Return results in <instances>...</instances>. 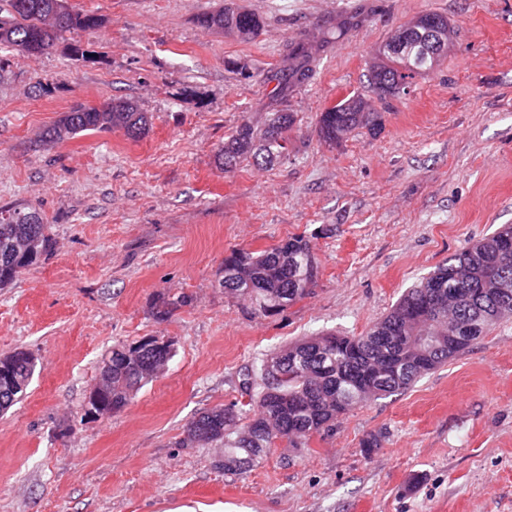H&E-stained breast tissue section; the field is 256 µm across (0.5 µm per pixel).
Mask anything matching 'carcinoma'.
I'll use <instances>...</instances> for the list:
<instances>
[{
    "label": "carcinoma",
    "mask_w": 512,
    "mask_h": 512,
    "mask_svg": "<svg viewBox=\"0 0 512 512\" xmlns=\"http://www.w3.org/2000/svg\"><path fill=\"white\" fill-rule=\"evenodd\" d=\"M57 0H0V74L9 67L10 54L52 51L58 33L90 31L102 18L93 11L71 10L69 22L59 24ZM424 16L401 26L411 44L425 39ZM198 23L209 30L227 32L239 40H252L263 20L224 4L204 14ZM386 62L369 67L373 88L387 87L396 96L406 93L421 72L433 69L432 56L419 52L393 56L381 48ZM311 70L305 56L288 69V78L303 82ZM363 97L354 95L320 114L318 134L336 144L355 129L374 130L380 113L363 112ZM296 124L286 109L267 113L264 125L245 119L224 140L216 154L219 167L230 172L247 159L273 166L288 155L281 141ZM120 128L138 140L149 132L148 116L131 99L110 98L98 106L77 105L48 128L43 140L54 146L82 132ZM512 240V225L448 257V261L405 291L392 310L361 336L326 334L310 336L263 357L247 374L256 389L250 408L234 402L200 412L179 440L182 448H224L217 465L229 475L249 472L280 440L290 448H305L315 433L333 429L336 420L353 407L401 393L422 376L445 365L500 320L512 316V250L502 253ZM51 225L41 215L21 207L0 208V288L51 253ZM318 266L307 240L290 236L256 252L234 250L224 258V291L245 299L258 316L273 317L288 305L311 294L305 283L316 285ZM440 293L437 308L427 317L417 314L421 298ZM191 302L187 295L163 298L156 315L164 317ZM156 337L132 346L112 347V381L105 384L102 401L119 411L134 391L156 377L173 357L171 344L159 349ZM20 380L0 382V412L12 407L27 387L35 359L14 352Z\"/></svg>",
    "instance_id": "obj_1"
}]
</instances>
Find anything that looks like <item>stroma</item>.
<instances>
[{
	"instance_id": "1",
	"label": "stroma",
	"mask_w": 512,
	"mask_h": 512,
	"mask_svg": "<svg viewBox=\"0 0 512 512\" xmlns=\"http://www.w3.org/2000/svg\"><path fill=\"white\" fill-rule=\"evenodd\" d=\"M225 0H69L103 18L0 77V207L37 210L51 254L0 289V356L36 359L0 414V512H512V319L401 394L360 405L308 447L225 475L220 448L177 441L204 409L246 401L243 373L305 336H357L454 252L512 224V0H234L242 42L202 29ZM447 17V54L379 101L368 65L419 14ZM80 42L87 58L69 47ZM303 47L313 78L285 81ZM366 96L382 116L335 145L321 112ZM137 102L148 134L48 146L71 105ZM288 109V155L224 172L242 118ZM292 235L318 263L309 296L254 316L219 281L231 250ZM190 296L159 320L161 298ZM154 336L165 371L109 417L90 414L102 355ZM381 446L364 453L363 437ZM240 10L233 6L232 1H229L221 9L200 16L198 23L206 29L227 32L247 42L259 33L263 20L255 13Z\"/></svg>"
}]
</instances>
